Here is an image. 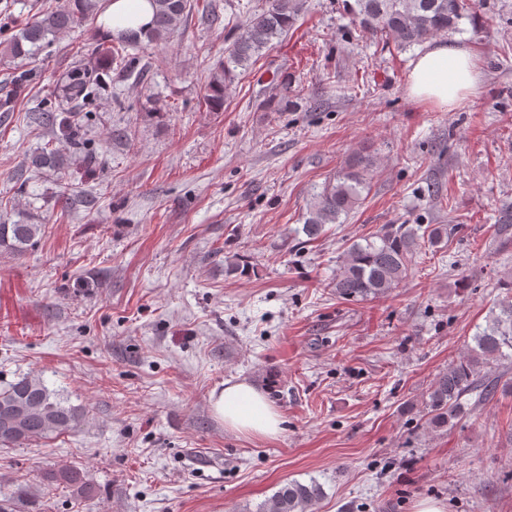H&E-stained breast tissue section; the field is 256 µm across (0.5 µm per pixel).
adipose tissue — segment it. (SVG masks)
<instances>
[{
	"instance_id": "adipose-tissue-1",
	"label": "adipose tissue",
	"mask_w": 512,
	"mask_h": 512,
	"mask_svg": "<svg viewBox=\"0 0 512 512\" xmlns=\"http://www.w3.org/2000/svg\"><path fill=\"white\" fill-rule=\"evenodd\" d=\"M151 0H111L101 23L118 31L148 25L153 17ZM482 73L469 47L437 43L420 54L412 64L409 92L418 99H430L448 106L474 94ZM213 413L225 428L255 436H274L281 431V418L265 392L252 383L225 381L210 395Z\"/></svg>"
}]
</instances>
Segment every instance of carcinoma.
<instances>
[{
    "instance_id": "cac0c4a2",
    "label": "carcinoma",
    "mask_w": 512,
    "mask_h": 512,
    "mask_svg": "<svg viewBox=\"0 0 512 512\" xmlns=\"http://www.w3.org/2000/svg\"><path fill=\"white\" fill-rule=\"evenodd\" d=\"M154 14L149 25L137 30L126 29L113 35L104 34L99 66L121 64L132 67L129 50L144 42L157 43L173 33L181 18L195 6L194 0H152ZM344 11L361 30L393 41L400 50H409L442 34L461 31L462 20L470 18L466 0H344ZM304 9V0H272L271 5L255 14L239 32L227 50L224 61L212 73L206 92L210 109L224 108V88L235 77L237 68H246L253 56L273 40L288 33ZM99 0H67L54 10L25 25L10 47L15 57L34 54L49 44L51 38L66 30L95 20ZM101 90L100 79L74 68L65 86L68 107L51 104L42 109L41 123L56 125L58 112L84 110ZM66 134L75 148L84 149L81 124L68 122ZM64 165L59 152L46 147L29 154L23 167L43 170ZM373 165L368 153L356 154L336 181L313 195L302 232L315 239L327 224L340 223L349 215L368 188L367 173ZM40 224H0V248L21 253L33 245L41 233ZM421 227L385 224L374 235L354 240L346 248L343 264L336 272V295L345 299H365L387 294L408 279L417 265ZM487 325L473 336L474 345L458 362L448 366L432 381L425 402L424 417L433 428H442L464 413L461 398L481 387L491 394L497 381L486 369L512 351V299L497 304ZM81 408L67 404L43 379L24 376L0 390V447L12 448L27 442L60 436L74 430L81 422ZM66 486L83 484L76 468L64 466L53 474ZM321 485L312 480L282 485L255 512H311L321 499Z\"/></svg>"
}]
</instances>
